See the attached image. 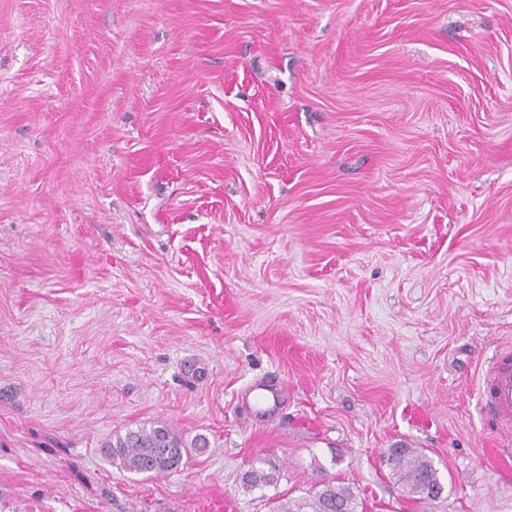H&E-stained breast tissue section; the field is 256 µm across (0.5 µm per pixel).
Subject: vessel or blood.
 <instances>
[{"label": "vessel or blood", "instance_id": "1", "mask_svg": "<svg viewBox=\"0 0 512 512\" xmlns=\"http://www.w3.org/2000/svg\"><path fill=\"white\" fill-rule=\"evenodd\" d=\"M479 389L495 433L512 435V350L496 351L480 376Z\"/></svg>", "mask_w": 512, "mask_h": 512}]
</instances>
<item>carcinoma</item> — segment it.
<instances>
[{"mask_svg": "<svg viewBox=\"0 0 512 512\" xmlns=\"http://www.w3.org/2000/svg\"><path fill=\"white\" fill-rule=\"evenodd\" d=\"M203 437L186 441L172 428L157 425L140 427L117 437L110 445L112 464L128 472L165 473L178 468L188 449L206 447ZM392 475L412 499L428 500L435 489L442 488L433 460L415 448L393 449ZM276 469L251 468L242 477L241 488L248 492L278 482ZM359 502L350 486L334 479L322 482L307 496L277 498L270 512H358Z\"/></svg>", "mask_w": 512, "mask_h": 512, "instance_id": "1", "label": "carcinoma"}]
</instances>
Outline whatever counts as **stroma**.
Here are the masks:
<instances>
[{"label": "stroma", "instance_id": "1", "mask_svg": "<svg viewBox=\"0 0 512 512\" xmlns=\"http://www.w3.org/2000/svg\"><path fill=\"white\" fill-rule=\"evenodd\" d=\"M508 340L512 0H0V512H512ZM143 425L209 446L112 466ZM482 404L492 424L493 431L505 437L510 445L512 433V350L496 351L479 379ZM504 441V442H505ZM392 475L412 499L430 500L435 489H442L433 460L416 448H392ZM436 493V490L435 492ZM279 475L275 468L265 470L252 467L242 477L241 488L245 491H252L256 488L271 486L278 482ZM318 487L299 499L273 498L270 512H363V504L358 502L350 486L332 479Z\"/></svg>", "mask_w": 512, "mask_h": 512}]
</instances>
